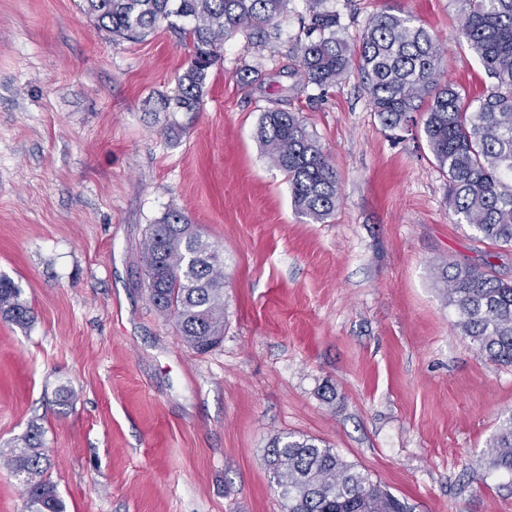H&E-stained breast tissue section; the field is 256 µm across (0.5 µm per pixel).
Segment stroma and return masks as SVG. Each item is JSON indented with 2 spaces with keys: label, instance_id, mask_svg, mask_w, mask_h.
I'll use <instances>...</instances> for the list:
<instances>
[{
  "label": "stroma",
  "instance_id": "35a3bbf8",
  "mask_svg": "<svg viewBox=\"0 0 512 512\" xmlns=\"http://www.w3.org/2000/svg\"><path fill=\"white\" fill-rule=\"evenodd\" d=\"M83 0H0V275L35 319H0V448L41 427L66 512H283L265 452L313 438L410 512H512L488 444L512 410V366L453 327L438 269L494 252L455 224L417 132L385 130L358 69L302 88L299 17L228 39L194 112H157L190 62L165 27L113 41ZM357 45L369 18L412 16L440 74L489 80L457 0H324ZM299 113L334 165L321 223L296 214L256 139ZM177 210L224 249V339L199 354L151 303L141 251Z\"/></svg>",
  "mask_w": 512,
  "mask_h": 512
}]
</instances>
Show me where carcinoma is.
I'll use <instances>...</instances> for the list:
<instances>
[{"label": "carcinoma", "mask_w": 512, "mask_h": 512, "mask_svg": "<svg viewBox=\"0 0 512 512\" xmlns=\"http://www.w3.org/2000/svg\"><path fill=\"white\" fill-rule=\"evenodd\" d=\"M289 0H85V13L113 39H137L160 24L177 31L191 49L178 94L158 98L196 111L209 70L224 41L238 31L269 41L278 38V18ZM297 59L305 85L323 90L357 65L382 126L391 131L420 128L439 169L448 177L446 203L456 223L477 240L512 249V0H457L460 34L492 79L469 97L438 80L437 38L413 19L387 10L369 18L358 49L337 36L336 13L307 0ZM421 113V118L414 113ZM257 137L273 166L287 180L296 212L322 223L336 209L339 182L334 166L294 112L267 110ZM149 299L174 321L181 340L206 353L224 339V253L172 210L149 225L141 252ZM450 261L439 279L454 307V327L476 351L512 366V282L491 270ZM11 279L0 276V318L32 322L28 303ZM268 465L286 512H406L403 503L314 439L279 435L267 449ZM0 463L21 477L27 512H65L55 485L46 477L50 459L42 431L0 450ZM487 464L512 475V410L489 444Z\"/></svg>", "instance_id": "1"}]
</instances>
